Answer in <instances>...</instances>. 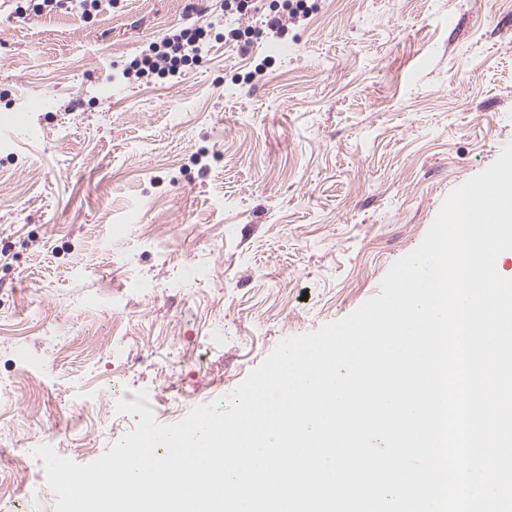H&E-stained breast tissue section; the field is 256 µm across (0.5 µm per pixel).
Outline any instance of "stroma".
I'll use <instances>...</instances> for the list:
<instances>
[{
    "instance_id": "1",
    "label": "stroma",
    "mask_w": 512,
    "mask_h": 512,
    "mask_svg": "<svg viewBox=\"0 0 512 512\" xmlns=\"http://www.w3.org/2000/svg\"><path fill=\"white\" fill-rule=\"evenodd\" d=\"M290 55L214 40L178 79L122 70L224 0L0 11V434L87 464L137 422L232 391L284 337L380 292L445 198L512 142V0H308ZM262 67V75L247 80ZM43 102L41 111L28 101ZM127 336V359L108 353Z\"/></svg>"
}]
</instances>
